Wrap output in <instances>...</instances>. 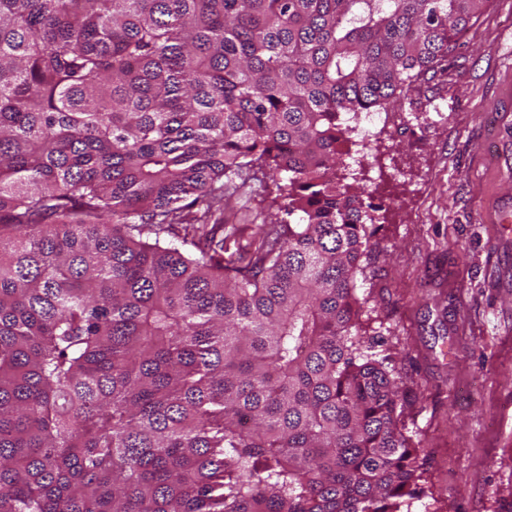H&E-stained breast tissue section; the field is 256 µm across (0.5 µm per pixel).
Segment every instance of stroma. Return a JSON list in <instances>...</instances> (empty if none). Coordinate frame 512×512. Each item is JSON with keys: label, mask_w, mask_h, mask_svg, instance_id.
<instances>
[{"label": "stroma", "mask_w": 512, "mask_h": 512, "mask_svg": "<svg viewBox=\"0 0 512 512\" xmlns=\"http://www.w3.org/2000/svg\"><path fill=\"white\" fill-rule=\"evenodd\" d=\"M512 0H487L442 68L408 102L360 115V184L382 218L359 276L406 391L424 497L411 512L512 505ZM257 182L226 190L224 222L250 240Z\"/></svg>", "instance_id": "35a3bbf8"}]
</instances>
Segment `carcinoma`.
<instances>
[{
	"label": "carcinoma",
	"instance_id": "obj_1",
	"mask_svg": "<svg viewBox=\"0 0 512 512\" xmlns=\"http://www.w3.org/2000/svg\"><path fill=\"white\" fill-rule=\"evenodd\" d=\"M484 4L0 0V512H411L344 116ZM224 236L228 233V225L237 224L236 235L243 244L250 240L254 224H262L267 209L261 204L263 196L261 188L255 181L247 180L235 189L224 188Z\"/></svg>",
	"mask_w": 512,
	"mask_h": 512
}]
</instances>
